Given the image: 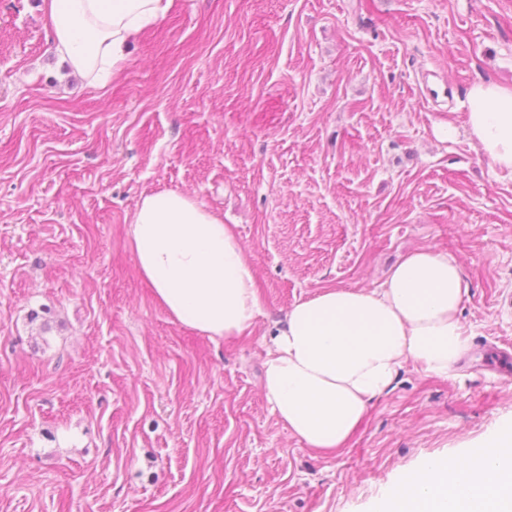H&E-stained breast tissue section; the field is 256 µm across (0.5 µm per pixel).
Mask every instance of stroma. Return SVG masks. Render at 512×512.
<instances>
[{"instance_id":"35a3bbf8","label":"stroma","mask_w":512,"mask_h":512,"mask_svg":"<svg viewBox=\"0 0 512 512\" xmlns=\"http://www.w3.org/2000/svg\"><path fill=\"white\" fill-rule=\"evenodd\" d=\"M479 81L512 86V0H173L98 87L43 0H0V512H371L511 424L512 178L435 135ZM164 189L247 249L251 333L155 302L129 229ZM424 247L462 267L467 354L308 448L262 393L274 321Z\"/></svg>"}]
</instances>
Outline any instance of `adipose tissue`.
Returning a JSON list of instances; mask_svg holds the SVG:
<instances>
[{
  "label": "adipose tissue",
  "instance_id": "1",
  "mask_svg": "<svg viewBox=\"0 0 512 512\" xmlns=\"http://www.w3.org/2000/svg\"><path fill=\"white\" fill-rule=\"evenodd\" d=\"M172 0H45L61 59L97 85ZM461 125L480 155L512 177V87L478 82ZM129 240L142 278L176 321L215 339L253 328L261 298L249 255L223 219L179 191L142 198ZM458 261L434 248L410 252L376 288H324L296 301L265 347L263 393L307 447L343 449L369 402L407 363L448 375L468 348ZM373 512H512V424L479 448L429 458L403 474Z\"/></svg>",
  "mask_w": 512,
  "mask_h": 512
}]
</instances>
